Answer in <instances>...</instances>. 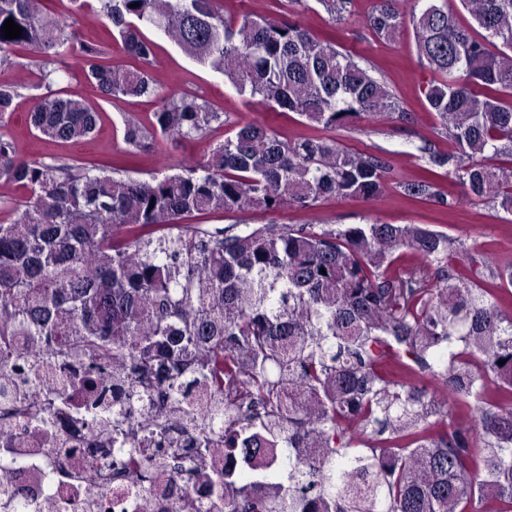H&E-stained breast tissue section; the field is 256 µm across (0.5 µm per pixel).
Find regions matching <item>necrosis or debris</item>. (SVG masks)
I'll return each instance as SVG.
<instances>
[{
	"label": "necrosis or debris",
	"mask_w": 512,
	"mask_h": 512,
	"mask_svg": "<svg viewBox=\"0 0 512 512\" xmlns=\"http://www.w3.org/2000/svg\"><path fill=\"white\" fill-rule=\"evenodd\" d=\"M24 395L0 396V481L19 489L22 512H223L224 493L216 476L224 472V448L217 429L177 476L162 467L143 479L132 474L125 444L114 442L112 424L130 432L147 416L164 429L162 440L148 439L142 457L182 452L200 429L172 408L156 387L134 386L121 403L111 394L80 389L72 370L42 361L28 376Z\"/></svg>",
	"instance_id": "obj_1"
}]
</instances>
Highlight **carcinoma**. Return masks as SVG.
<instances>
[{
  "mask_svg": "<svg viewBox=\"0 0 512 512\" xmlns=\"http://www.w3.org/2000/svg\"><path fill=\"white\" fill-rule=\"evenodd\" d=\"M139 2L132 8L130 4ZM106 39L85 43L44 0H0L22 37L0 31V67L34 53L28 114L54 144L91 137L100 112L55 88L71 58L106 102L153 97L149 124L127 119L138 150L202 139L222 114L202 95L150 75L160 30L241 95L314 130L280 138L246 122L232 138L148 179L51 157L28 161L0 135V180L27 200L0 224V375L32 352L87 357L82 384L224 381V512H512V254L473 256L427 224H261L204 228L193 213L310 208L372 199L391 166L332 132L362 117L406 118L389 87L333 38L224 0H71ZM340 21L350 0H316ZM474 26L434 0H378L363 19L393 41L412 25L418 62L444 76L423 89L448 151L424 148L430 179L402 194L440 209L481 202L512 214V0H460ZM121 43L129 65L106 57ZM20 97L0 84V126ZM140 230L127 239L122 231ZM326 273H321V270ZM504 364H498V361ZM280 469L262 486L235 468L269 446Z\"/></svg>",
  "mask_w": 512,
  "mask_h": 512,
  "instance_id": "obj_1",
  "label": "carcinoma"
}]
</instances>
